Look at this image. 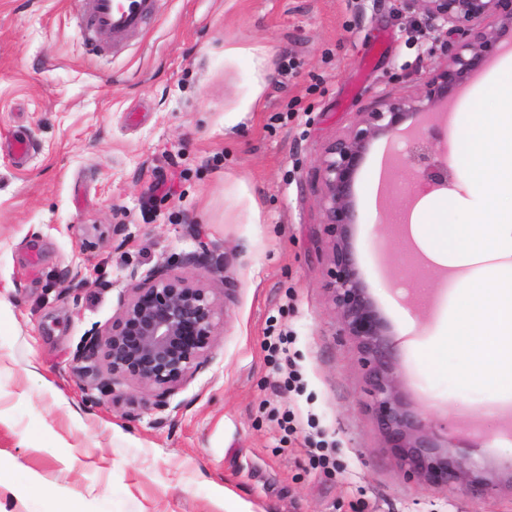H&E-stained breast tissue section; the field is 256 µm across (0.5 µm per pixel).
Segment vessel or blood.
Masks as SVG:
<instances>
[{
  "mask_svg": "<svg viewBox=\"0 0 512 512\" xmlns=\"http://www.w3.org/2000/svg\"><path fill=\"white\" fill-rule=\"evenodd\" d=\"M155 11L156 0H83L80 39L89 54L100 55L106 44L142 30Z\"/></svg>",
  "mask_w": 512,
  "mask_h": 512,
  "instance_id": "obj_1",
  "label": "vessel or blood"
}]
</instances>
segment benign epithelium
I'll list each match as a JSON object with an SVG mask.
<instances>
[{
  "instance_id": "1",
  "label": "benign epithelium",
  "mask_w": 512,
  "mask_h": 512,
  "mask_svg": "<svg viewBox=\"0 0 512 512\" xmlns=\"http://www.w3.org/2000/svg\"><path fill=\"white\" fill-rule=\"evenodd\" d=\"M434 29L454 38L448 61L422 93L389 98L363 112L350 131L329 144L321 157L322 206L330 238V290L343 329L368 366V407L386 447L409 477L433 485L490 491L493 479L439 445L403 402L387 325L366 288L352 244L358 223L354 184L374 141L402 130L412 141L406 162L430 189L448 186V163L433 144L413 131L412 120L432 115L501 53L512 33V0H403ZM220 306L210 290L163 266L150 270L103 333L85 340L78 372L101 387L135 381L154 392V405L168 407L171 392L203 368L213 347Z\"/></svg>"
}]
</instances>
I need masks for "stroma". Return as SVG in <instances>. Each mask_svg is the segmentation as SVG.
Masks as SVG:
<instances>
[{
  "mask_svg": "<svg viewBox=\"0 0 512 512\" xmlns=\"http://www.w3.org/2000/svg\"><path fill=\"white\" fill-rule=\"evenodd\" d=\"M78 13V0H0V512H512V398L436 380L425 358L456 289L412 233L443 191L420 187L401 137L364 160L352 243L404 401L495 491L404 475L329 289L322 154L360 113L419 94L446 40L397 0H159L146 34L98 58ZM493 76L422 126L442 159ZM17 135L32 147L20 165ZM203 247L221 274L185 264ZM160 265L223 309L205 367L163 411L139 383L115 398L75 364ZM272 331L298 385L268 355ZM322 439L328 470L309 455Z\"/></svg>",
  "mask_w": 512,
  "mask_h": 512,
  "instance_id": "obj_1",
  "label": "stroma"
}]
</instances>
